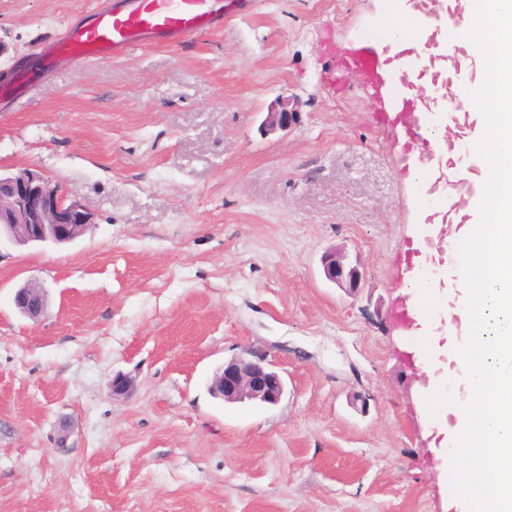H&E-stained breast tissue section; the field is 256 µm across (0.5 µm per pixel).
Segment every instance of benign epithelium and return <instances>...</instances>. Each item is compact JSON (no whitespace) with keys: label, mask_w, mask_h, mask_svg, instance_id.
<instances>
[{"label":"benign epithelium","mask_w":512,"mask_h":512,"mask_svg":"<svg viewBox=\"0 0 512 512\" xmlns=\"http://www.w3.org/2000/svg\"><path fill=\"white\" fill-rule=\"evenodd\" d=\"M298 120L290 108V99L283 97L266 113L262 131L271 134L285 131ZM27 228L25 243L42 245L63 244L80 237L91 224L92 213L77 200H67L59 183L39 170L24 168L16 173L0 174V237L13 239L10 225ZM323 274L327 281L350 292L361 285L358 265L346 262V255L332 249L322 257ZM45 288L27 284L15 292L18 311L36 318L45 309ZM285 390L284 380L275 366L263 354L247 352L224 362L216 374L214 391L226 403L258 402L275 405Z\"/></svg>","instance_id":"obj_1"}]
</instances>
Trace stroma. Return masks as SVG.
I'll return each instance as SVG.
<instances>
[{"label":"stroma","instance_id":"1","mask_svg":"<svg viewBox=\"0 0 512 512\" xmlns=\"http://www.w3.org/2000/svg\"><path fill=\"white\" fill-rule=\"evenodd\" d=\"M111 0H0V70ZM386 0H247L171 45L63 60L0 99V172L93 214L66 246L0 244V512H458L392 314L421 232L372 99L324 81ZM299 112L263 133L279 98ZM358 264L328 282V248ZM41 283L31 319L15 291ZM266 354L278 404L209 391ZM131 376L130 394L112 377ZM346 260V255L336 249L327 251L322 257L323 274L330 283L353 292L360 288L362 274L357 264L352 265Z\"/></svg>","mask_w":512,"mask_h":512}]
</instances>
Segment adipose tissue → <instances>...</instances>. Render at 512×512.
<instances>
[{
  "instance_id": "obj_1",
  "label": "adipose tissue",
  "mask_w": 512,
  "mask_h": 512,
  "mask_svg": "<svg viewBox=\"0 0 512 512\" xmlns=\"http://www.w3.org/2000/svg\"><path fill=\"white\" fill-rule=\"evenodd\" d=\"M462 8V43L481 72L466 104L479 116L486 189L468 205L475 219L457 233L466 245L454 272L458 301L424 319L443 321L429 350L450 354L452 379L467 391L437 413L456 418L440 443L447 480L465 512H512V0H462Z\"/></svg>"
}]
</instances>
